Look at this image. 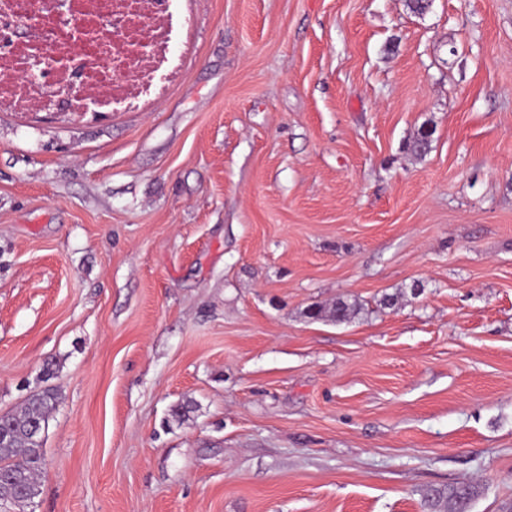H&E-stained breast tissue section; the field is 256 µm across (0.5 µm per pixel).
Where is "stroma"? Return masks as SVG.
Wrapping results in <instances>:
<instances>
[{"label": "stroma", "instance_id": "1", "mask_svg": "<svg viewBox=\"0 0 512 512\" xmlns=\"http://www.w3.org/2000/svg\"><path fill=\"white\" fill-rule=\"evenodd\" d=\"M186 12L142 109L0 112L24 512H512V0ZM56 404L54 389L44 388L21 410L0 415V428L9 435L7 442H0V501L8 508L28 504L39 494L44 452L43 441L34 432L41 430L40 423H48ZM34 422L40 423L33 427ZM476 490L470 484L448 487V490H430L423 498L426 512H470Z\"/></svg>", "mask_w": 512, "mask_h": 512}]
</instances>
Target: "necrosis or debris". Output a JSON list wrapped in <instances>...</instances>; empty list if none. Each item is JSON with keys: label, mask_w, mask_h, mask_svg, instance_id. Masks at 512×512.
<instances>
[{"label": "necrosis or debris", "mask_w": 512, "mask_h": 512, "mask_svg": "<svg viewBox=\"0 0 512 512\" xmlns=\"http://www.w3.org/2000/svg\"><path fill=\"white\" fill-rule=\"evenodd\" d=\"M182 0H0V106L132 109L179 66Z\"/></svg>", "instance_id": "1"}]
</instances>
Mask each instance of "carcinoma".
Instances as JSON below:
<instances>
[{
  "mask_svg": "<svg viewBox=\"0 0 512 512\" xmlns=\"http://www.w3.org/2000/svg\"><path fill=\"white\" fill-rule=\"evenodd\" d=\"M57 394L45 388L32 394L21 410L0 415L8 441L0 442V502L11 507L30 503L39 494L38 476L44 463L43 441L33 423L48 422ZM476 490L470 484L430 490L423 498L424 512H470Z\"/></svg>",
  "mask_w": 512,
  "mask_h": 512,
  "instance_id": "cac0c4a2",
  "label": "carcinoma"
}]
</instances>
